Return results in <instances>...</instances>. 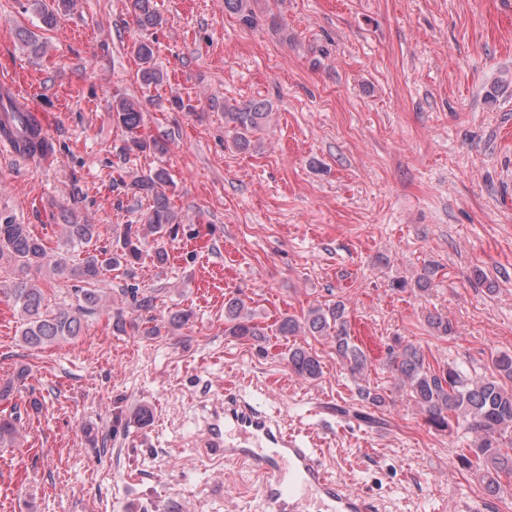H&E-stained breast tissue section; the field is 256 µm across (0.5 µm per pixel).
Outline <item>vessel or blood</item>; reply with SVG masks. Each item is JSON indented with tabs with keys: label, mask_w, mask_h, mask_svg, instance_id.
<instances>
[{
	"label": "vessel or blood",
	"mask_w": 512,
	"mask_h": 512,
	"mask_svg": "<svg viewBox=\"0 0 512 512\" xmlns=\"http://www.w3.org/2000/svg\"><path fill=\"white\" fill-rule=\"evenodd\" d=\"M201 445L215 459L246 466L259 478L263 512H304L308 498L324 512H378L370 497L349 492L330 475L321 449L240 390L225 389L223 401L208 411Z\"/></svg>",
	"instance_id": "1"
}]
</instances>
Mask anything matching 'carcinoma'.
I'll return each mask as SVG.
<instances>
[{
	"mask_svg": "<svg viewBox=\"0 0 512 512\" xmlns=\"http://www.w3.org/2000/svg\"><path fill=\"white\" fill-rule=\"evenodd\" d=\"M258 0H224V10L245 27L253 28L262 22L256 10ZM129 10L144 36L136 40L131 50L140 62L138 81L145 89L157 87L166 75L155 62L154 41L149 35L163 28L167 19L157 7V0H128ZM77 0H58L51 6L45 0H33L41 28L50 30L58 23L59 13L75 8ZM21 43L34 55L44 52L45 46L29 29L17 30ZM225 125L233 131V144L240 151L254 146V136L262 131L271 115L272 106L262 100L248 103L224 102ZM112 121L126 134L123 150L127 154L147 150L162 153L164 143L148 138L144 132V115L138 99L115 89L112 92ZM18 148L29 154L46 158L54 154L53 145L33 133L16 139ZM119 182L134 194L148 201L140 224H125L113 236L112 250L89 249L98 236L95 225L66 221L63 245L57 249L46 243L27 224H17L7 219L0 222V268L8 266L16 276L9 289L13 304L21 317V342L32 349H46L79 336L82 318L95 310L103 298L107 275L121 268L123 276L135 277V266L150 258L164 264L166 255L159 240L172 232L178 223V214L170 205L166 194L170 175L157 169L147 175ZM154 246H149V242ZM85 251L81 261L73 260V253ZM38 273L65 276L79 282L74 289V302L67 308L52 309L45 292L30 282L28 275ZM121 295L131 297L137 308H153L155 296L139 293V288L120 289ZM428 326L440 336L453 333L448 316L431 313ZM224 334L234 337H251L256 340L267 335V329L255 322L240 298L224 303ZM281 336H303L328 341L341 364L354 376L362 377L368 368L369 357L351 335L347 308L341 301L309 307L300 317L284 316L276 325ZM397 348L390 352L389 368L400 385L406 388L411 400L424 416L425 422L437 432H451L464 427L475 434L466 448L460 449L457 458L467 469L477 473L485 483L486 491L498 496L503 491L502 478H512V355L501 354L492 361L493 373L487 377L468 378L456 365L432 367L424 352L412 345L395 340ZM288 368L298 377L314 380L322 373L318 354L312 348H288ZM28 370L20 368L10 378H0V400L8 398L16 386L27 379ZM21 416L17 411L0 414V447L14 448L22 443L19 427Z\"/></svg>",
	"mask_w": 512,
	"mask_h": 512,
	"instance_id": "cac0c4a2",
	"label": "carcinoma"
}]
</instances>
